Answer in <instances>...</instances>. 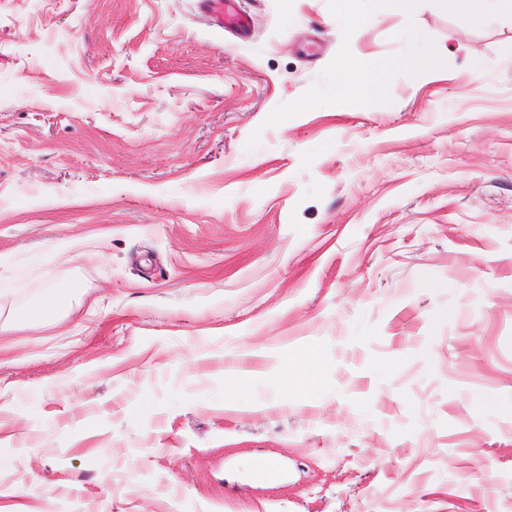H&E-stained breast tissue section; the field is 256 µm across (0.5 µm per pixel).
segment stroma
Wrapping results in <instances>:
<instances>
[{
	"mask_svg": "<svg viewBox=\"0 0 512 512\" xmlns=\"http://www.w3.org/2000/svg\"><path fill=\"white\" fill-rule=\"evenodd\" d=\"M243 5L0 0V506L512 512V16ZM209 23L218 29L233 28L241 36L248 34L250 18L239 8V0H201Z\"/></svg>",
	"mask_w": 512,
	"mask_h": 512,
	"instance_id": "1",
	"label": "stroma"
}]
</instances>
